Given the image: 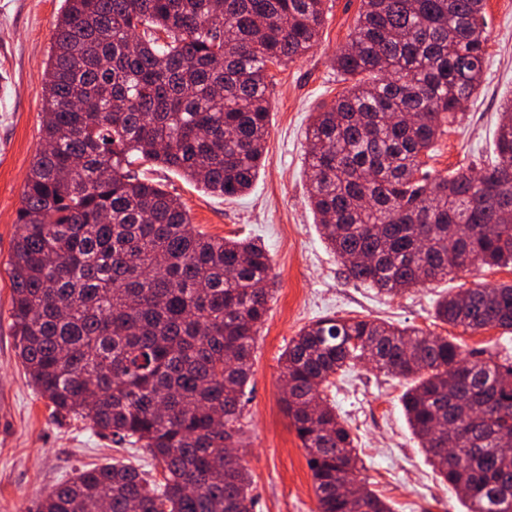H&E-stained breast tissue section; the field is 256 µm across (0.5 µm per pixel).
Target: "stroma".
I'll list each match as a JSON object with an SVG mask.
<instances>
[{
    "label": "stroma",
    "mask_w": 512,
    "mask_h": 512,
    "mask_svg": "<svg viewBox=\"0 0 512 512\" xmlns=\"http://www.w3.org/2000/svg\"><path fill=\"white\" fill-rule=\"evenodd\" d=\"M63 0H0V512H34L57 483L86 464L117 459L147 467L143 448L117 445L82 423L54 422L30 385L9 328L7 262L17 232L25 176L40 147L44 72ZM318 44L284 65L268 91L267 161L251 189L232 200L205 193L156 165L148 178L180 197L195 226L213 237L261 239L271 258L274 297L257 337L244 410L242 451L258 497L256 512H316L312 474L282 410L279 358L300 328L326 316L381 318L445 336L464 351L512 353V334L471 331L436 320L438 299L461 288L512 282V267L470 268L405 294L387 297L348 280L323 242L307 201L306 132L312 114L347 84L333 60L346 45L360 0H328ZM487 67L476 97L434 146L430 175L483 167L493 155L501 101L512 93V0H486ZM403 379L359 365L337 380L331 399L345 421L371 489L394 512H463L442 483L402 406Z\"/></svg>",
    "instance_id": "stroma-1"
}]
</instances>
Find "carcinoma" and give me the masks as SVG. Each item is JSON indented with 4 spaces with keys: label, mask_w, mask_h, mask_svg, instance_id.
<instances>
[{
    "label": "carcinoma",
    "mask_w": 512,
    "mask_h": 512,
    "mask_svg": "<svg viewBox=\"0 0 512 512\" xmlns=\"http://www.w3.org/2000/svg\"><path fill=\"white\" fill-rule=\"evenodd\" d=\"M325 0H64L45 71L42 144L9 258L10 329L58 421L147 449L162 478L85 465L37 512H255L224 448L242 423L271 258L217 238L162 185V164L218 196L266 161L270 68L317 42ZM334 60L347 90L307 132L308 202L346 277L388 296L471 266L512 265V98L495 161L430 178L424 157L482 82L485 0H360ZM435 318L512 333V282L460 288ZM377 319L317 320L281 357L282 404L318 512H392L361 478L327 390L358 363L407 381L403 408L467 512H512V357ZM360 489L340 498L345 484Z\"/></svg>",
    "instance_id": "obj_1"
}]
</instances>
